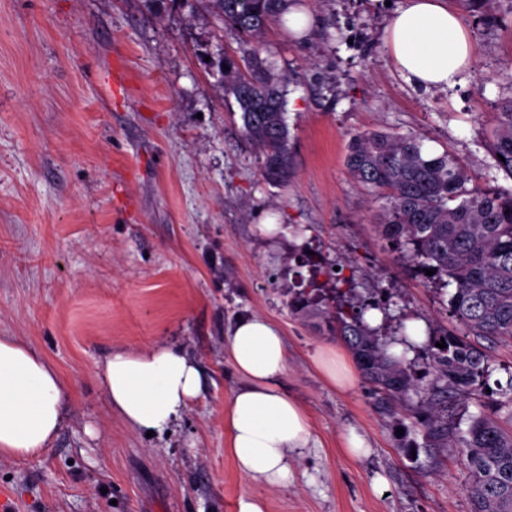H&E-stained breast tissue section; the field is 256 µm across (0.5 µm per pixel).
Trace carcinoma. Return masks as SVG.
<instances>
[{
    "label": "carcinoma",
    "instance_id": "obj_1",
    "mask_svg": "<svg viewBox=\"0 0 512 512\" xmlns=\"http://www.w3.org/2000/svg\"><path fill=\"white\" fill-rule=\"evenodd\" d=\"M293 0H207V11L241 36L240 48L224 54V94L240 109L242 134L260 152L261 176L288 184L292 150L285 120L282 84L259 56L269 27L282 24ZM420 136L382 130L352 135L345 156L350 176L384 203L375 224L388 248L402 255L416 273L435 270L432 280L452 287L445 311L452 326L425 343V372L411 374L405 357L388 353V344L364 319L367 307L321 311L331 332L352 351L372 385L376 405L397 415L410 393H424L408 413L425 445L457 449L466 475L464 491L472 512H512V429L494 418H470L466 430L448 424L446 393L474 399L486 395L488 360L471 341L512 339V190L469 189L468 175L450 155L426 154ZM497 165L512 177V97L501 103L489 136ZM320 285L312 277L296 294L291 311L308 313ZM445 342L439 348L437 343Z\"/></svg>",
    "mask_w": 512,
    "mask_h": 512
}]
</instances>
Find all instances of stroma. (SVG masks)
Wrapping results in <instances>:
<instances>
[{
	"label": "stroma",
	"instance_id": "1",
	"mask_svg": "<svg viewBox=\"0 0 512 512\" xmlns=\"http://www.w3.org/2000/svg\"><path fill=\"white\" fill-rule=\"evenodd\" d=\"M318 20L303 40L273 27L259 55L289 76L294 174L266 183L207 54L238 35L202 0H0V336L41 351L73 413L42 455L0 463L10 512H471L451 448L407 453L399 418L357 377L330 386L312 357L352 354L326 324L288 307L315 252L352 278L348 301L392 296L379 336L408 322L446 327L443 283L385 251L382 201L349 175L351 136L417 134L465 168L471 186L512 190L487 134L512 97V0L458 9L477 62L454 87L424 92L396 70L383 32L405 0H301ZM281 229L270 236L261 222ZM305 228L293 234L294 225ZM281 331L282 389L304 408L312 440L287 486L244 478L226 451L224 408L242 380L224 347L235 318ZM171 343L195 357L205 392L169 433L130 431L112 414L97 365L113 349ZM490 390L512 382V340H481ZM368 455L343 449L347 431Z\"/></svg>",
	"mask_w": 512,
	"mask_h": 512
}]
</instances>
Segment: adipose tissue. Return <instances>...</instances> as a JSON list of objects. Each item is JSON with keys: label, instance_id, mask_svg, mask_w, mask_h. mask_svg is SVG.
I'll return each instance as SVG.
<instances>
[{"label": "adipose tissue", "instance_id": "obj_1", "mask_svg": "<svg viewBox=\"0 0 512 512\" xmlns=\"http://www.w3.org/2000/svg\"><path fill=\"white\" fill-rule=\"evenodd\" d=\"M384 44L407 82L427 90L454 85L473 59L469 31L446 0H406L387 25ZM225 349L243 379L224 408L227 451L243 477L287 485L291 460L308 447L312 428L279 385L288 369L285 340L267 318L245 314L228 329ZM96 377L112 412L139 433L176 425L204 391L198 362L173 344L112 351ZM71 406L59 372L42 353L0 336V462L44 453Z\"/></svg>", "mask_w": 512, "mask_h": 512}]
</instances>
